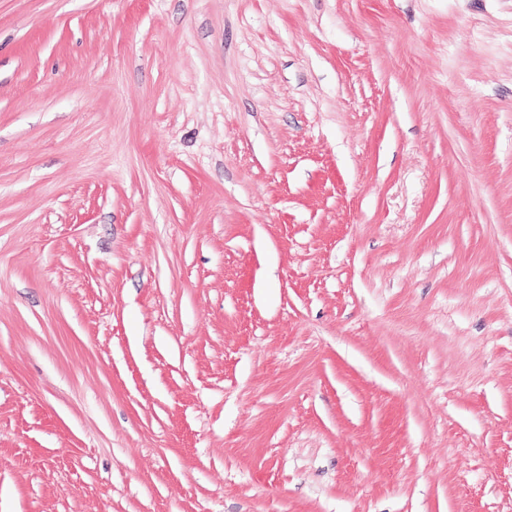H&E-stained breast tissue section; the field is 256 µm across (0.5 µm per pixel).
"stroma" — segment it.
I'll use <instances>...</instances> for the list:
<instances>
[{
    "mask_svg": "<svg viewBox=\"0 0 512 512\" xmlns=\"http://www.w3.org/2000/svg\"><path fill=\"white\" fill-rule=\"evenodd\" d=\"M0 512H512V0H0Z\"/></svg>",
    "mask_w": 512,
    "mask_h": 512,
    "instance_id": "obj_1",
    "label": "stroma"
}]
</instances>
